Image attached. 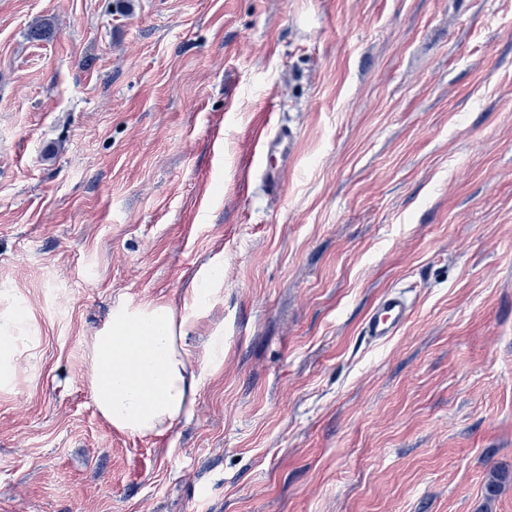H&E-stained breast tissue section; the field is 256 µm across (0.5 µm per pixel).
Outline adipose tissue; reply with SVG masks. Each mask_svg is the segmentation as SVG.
<instances>
[{"mask_svg":"<svg viewBox=\"0 0 512 512\" xmlns=\"http://www.w3.org/2000/svg\"><path fill=\"white\" fill-rule=\"evenodd\" d=\"M197 280L189 311L162 303L119 305L94 336L88 378L92 400L118 431L133 437L164 435L192 406L204 361L223 358V337L211 338L203 358L188 341L211 289L222 285L223 273L213 264ZM37 343L26 311L0 313L1 388L11 384L18 357Z\"/></svg>","mask_w":512,"mask_h":512,"instance_id":"1","label":"adipose tissue"}]
</instances>
